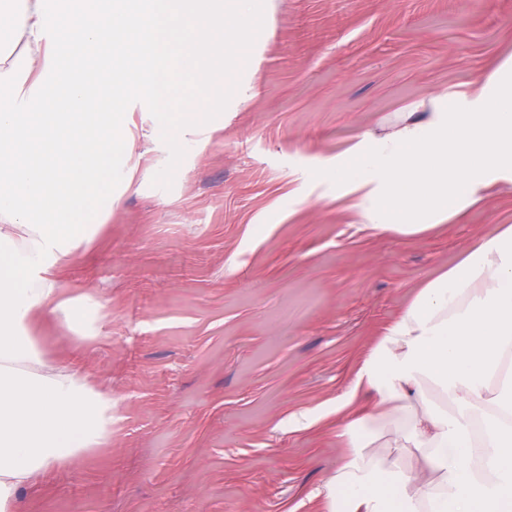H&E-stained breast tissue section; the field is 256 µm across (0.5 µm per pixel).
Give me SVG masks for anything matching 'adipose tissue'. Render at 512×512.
I'll return each mask as SVG.
<instances>
[{
  "instance_id": "obj_1",
  "label": "adipose tissue",
  "mask_w": 512,
  "mask_h": 512,
  "mask_svg": "<svg viewBox=\"0 0 512 512\" xmlns=\"http://www.w3.org/2000/svg\"><path fill=\"white\" fill-rule=\"evenodd\" d=\"M187 0H0V33L23 54L0 51V512H19L25 488L57 464L106 444L112 398L32 340L35 322L60 319L100 336L101 296H66L60 282L92 237L83 219L112 193L115 159L142 138L124 109L161 74L144 51L158 44ZM272 0H197V40L179 45L202 90L232 89L221 65L253 68L232 33ZM122 38L131 66L100 107L86 83L65 110L46 108L59 51ZM512 183V58L468 91L439 89L384 134L355 137L327 168L323 193L348 198L379 234L415 237L465 214ZM346 450L325 484L341 512H512V225L479 237L416 290L386 323L337 396ZM395 429L393 468L374 445Z\"/></svg>"
}]
</instances>
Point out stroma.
Here are the masks:
<instances>
[{
    "label": "stroma",
    "mask_w": 512,
    "mask_h": 512,
    "mask_svg": "<svg viewBox=\"0 0 512 512\" xmlns=\"http://www.w3.org/2000/svg\"><path fill=\"white\" fill-rule=\"evenodd\" d=\"M273 16L238 36L262 50L235 104L201 92L174 48L195 20L156 46L166 85L136 99L128 123L159 131L147 177L121 187L63 276L92 290L110 320L81 339L57 319L34 329L111 394L109 442L53 468L21 512H328L308 495L343 452L329 409L382 325L415 288L499 224H512V184L419 238L354 224L348 202L311 188L350 141L429 99L482 82L512 56V0H274ZM61 65L115 85L120 44ZM207 98L212 137L177 140L178 111ZM324 414L292 431L290 414Z\"/></svg>",
    "instance_id": "stroma-1"
}]
</instances>
